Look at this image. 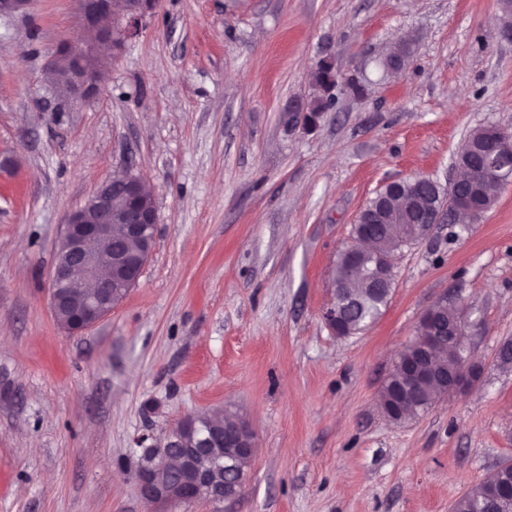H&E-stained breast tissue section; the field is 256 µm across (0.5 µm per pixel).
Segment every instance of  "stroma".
I'll return each instance as SVG.
<instances>
[{
  "instance_id": "stroma-1",
  "label": "stroma",
  "mask_w": 512,
  "mask_h": 512,
  "mask_svg": "<svg viewBox=\"0 0 512 512\" xmlns=\"http://www.w3.org/2000/svg\"><path fill=\"white\" fill-rule=\"evenodd\" d=\"M498 0H161L88 96L46 66L85 39L77 0L0 19V512H450L512 463V184L470 224L402 248L384 315L323 320L338 254L386 182L446 181L475 128L512 132V40ZM394 76L376 59L395 37ZM365 83L305 123L319 59ZM132 171L157 212L138 283L81 334L49 277L69 213ZM461 300L480 379L394 423L396 353L441 297ZM246 419L245 490L156 510L138 437L190 412Z\"/></svg>"
}]
</instances>
